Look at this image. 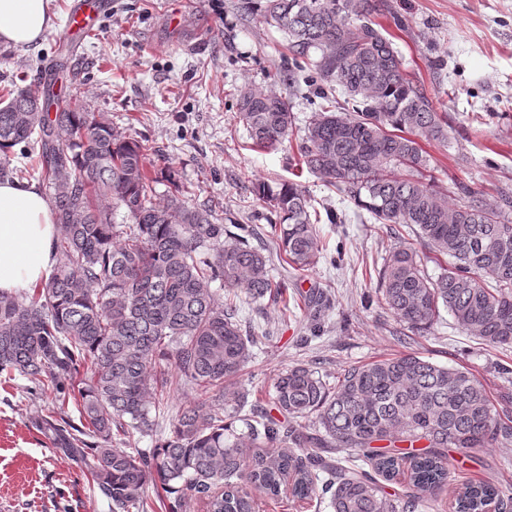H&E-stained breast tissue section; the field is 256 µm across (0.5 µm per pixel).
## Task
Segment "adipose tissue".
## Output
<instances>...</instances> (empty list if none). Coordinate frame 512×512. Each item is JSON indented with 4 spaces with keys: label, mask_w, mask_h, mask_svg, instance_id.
<instances>
[{
    "label": "adipose tissue",
    "mask_w": 512,
    "mask_h": 512,
    "mask_svg": "<svg viewBox=\"0 0 512 512\" xmlns=\"http://www.w3.org/2000/svg\"><path fill=\"white\" fill-rule=\"evenodd\" d=\"M53 0H0V42L35 44L53 27ZM55 213L35 185L0 182V292L14 294L46 277L55 264Z\"/></svg>",
    "instance_id": "obj_1"
}]
</instances>
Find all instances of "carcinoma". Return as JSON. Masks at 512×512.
<instances>
[{"label": "carcinoma", "instance_id": "cac0c4a2", "mask_svg": "<svg viewBox=\"0 0 512 512\" xmlns=\"http://www.w3.org/2000/svg\"><path fill=\"white\" fill-rule=\"evenodd\" d=\"M378 2L241 0L239 8L285 35L289 76L320 80L296 166L347 193L377 223L415 236L377 270L376 303L413 336L427 335L443 307L487 344L512 347V223L503 216L512 197L489 209L463 187L465 202L448 206L418 142L446 139L447 115L372 20ZM236 97L253 146L271 149L293 135L288 100L252 89ZM33 140L57 216L56 264L32 293H0V374L53 394L58 411L39 413L32 424L87 469L112 512H140L151 485L203 498L206 512H256L253 488L301 500L328 494L333 512H419L417 492L448 481V449L512 439V402L494 404L468 370L415 353L354 366L333 386L295 364L274 385L278 418L244 415L241 402L226 408L224 383L242 371L256 336L236 320L238 295L221 300L210 285L265 297L274 288L273 253L301 275L312 270L323 245L308 196L290 181L255 188L276 218L273 246L258 249L248 241L254 228H230L215 210L189 205L187 183L148 167L153 147L75 96L59 100L48 87L7 91L0 179L29 173L11 149ZM158 183L167 187L163 203L154 199ZM103 197L130 223L112 222ZM429 252L452 262L431 276ZM298 300L316 318L326 308L320 290ZM170 366L197 400L152 452L115 447L116 432L157 433ZM71 401L79 427L65 417ZM309 417L318 424L312 433L301 424ZM321 472L329 476L323 485ZM401 474L409 491L384 495L379 479ZM499 499L495 484L469 482L457 491V512H486Z\"/></svg>", "mask_w": 512, "mask_h": 512}]
</instances>
